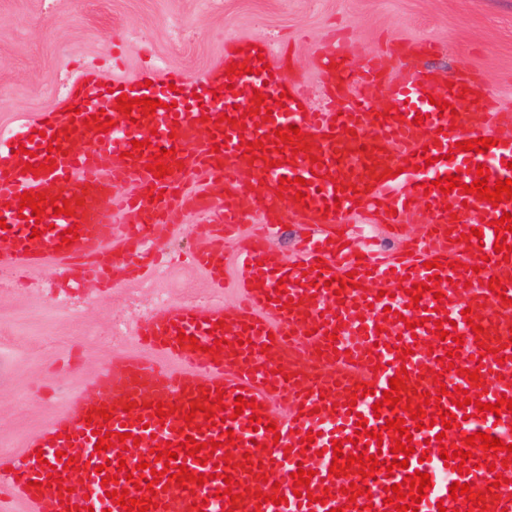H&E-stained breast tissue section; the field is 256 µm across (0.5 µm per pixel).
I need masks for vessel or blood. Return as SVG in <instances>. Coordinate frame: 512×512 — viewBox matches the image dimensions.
<instances>
[{"mask_svg":"<svg viewBox=\"0 0 512 512\" xmlns=\"http://www.w3.org/2000/svg\"><path fill=\"white\" fill-rule=\"evenodd\" d=\"M431 51L428 44L401 40L391 53L361 61L351 44L339 41L322 55L329 66L327 97L317 104L301 84L283 78L284 60L268 45L261 49L262 59H251V73L220 81L208 73L193 78L175 73L147 89L138 81L107 88L88 71L70 92L68 110L42 113L33 124L0 136V219L8 225L9 242L0 250L1 272L49 265L58 284L76 288L90 277L111 282L112 266L121 255L127 259V275L144 279L158 269L157 263L148 262V254L160 250L172 233L165 216L180 207L201 218L195 248L198 267L213 285L223 286L224 246L233 244L241 288L237 313L229 320L223 302L216 301L204 306L164 305L137 322L135 334L142 338L146 354L113 357L91 380L94 396L76 397L19 455L1 463L0 493L8 492L13 504L24 506L26 512H66L57 488L46 485L51 468L56 467L71 489V504H88L94 512H124L102 485L103 475H117V461L122 458L131 468L146 461L156 470L170 472L161 481L157 506L148 512H223L228 501L216 498L215 492L224 488L226 472L236 481L232 488L238 496L236 512H332L343 505L349 512H363L367 504L372 512H395L386 502L387 486L402 483L417 471L429 474L433 483L418 512H438L442 507L467 512L465 499H450L451 485L467 483L481 491L490 484L491 473L477 467L472 458L462 474L445 466L436 436L445 433V442L459 449L464 446L463 436L475 432L512 443V411L504 407L480 418L472 403L476 397L492 404L505 396L512 398V344L500 342L512 332V262H503L494 249L502 239L512 246V233L505 235L493 227L503 213L512 214V201L495 207L456 190L427 192L423 186L449 174L471 184L477 178L473 168L480 164L489 167L492 178L512 179V113L498 109L473 73L392 69L394 59ZM266 62L271 65L267 71L262 68ZM358 87L380 89V104L364 94L353 96ZM464 88L476 92L477 100L459 99ZM257 89L272 111L270 121L255 114L237 124ZM124 93L158 99L162 105L148 117L136 110L127 116L115 109ZM344 98L348 106L337 111V100ZM440 100L449 102L450 113L440 114L436 106ZM380 109L389 112L387 121L378 120ZM477 110L491 116L498 127L497 145L483 153L456 150L457 142L487 136L486 127L473 120ZM98 113L109 118V132L83 128V120ZM419 114L424 121L418 125L414 118ZM72 120L79 121L78 131L61 136V129ZM289 125L308 133L311 143L310 150L296 153L293 163L280 162L275 152L255 158L245 154L243 142L261 140ZM144 139L150 140V147L133 154L134 141ZM53 141L59 149L51 153L47 147ZM365 145L372 147V154L362 153ZM162 149L174 150L175 157L168 162L167 177L159 179L146 166L151 155ZM427 156L432 159L428 166L423 163ZM49 157L56 161L53 171L37 176L25 172L26 163L37 166ZM408 160L413 168H405ZM388 169L393 177H385ZM185 173L194 174L195 186L181 182ZM298 176L306 179V186L294 185ZM283 177L292 180L284 191L278 188ZM118 183L133 187L124 210L146 216V223H114L112 188ZM350 185L355 194L339 198V190ZM155 188L162 190V198L152 196ZM27 191L77 199L74 216L58 215L52 229L33 237L36 218L31 208L19 206ZM299 191L306 194L305 203L295 202ZM244 195L250 202L246 211L239 204ZM334 204L339 207L335 213L330 210ZM422 211L429 215V229L409 240V253L400 258H387L361 242L356 227L346 222L347 217L367 214L396 234ZM250 213L257 216L260 229L245 235L241 226ZM314 215L324 232L302 239L298 262H289L269 247L265 227L286 217L304 224ZM73 226L78 229L76 242L62 246L64 230ZM474 228L482 231V238L471 236ZM464 234L469 242H461ZM435 260L440 266L433 272L428 264ZM476 265L481 268L477 274L472 271ZM350 272L356 287L339 293L327 287L328 279H342ZM433 273L441 278L444 301H436L430 292L412 300L409 288L427 282ZM493 278L505 285V298L488 289ZM275 292L280 295L276 302L271 299ZM387 307L402 314V321L385 319ZM466 309L481 315L484 333L474 334L462 315ZM439 319L444 322L441 329L465 336L450 372L444 371L441 358L453 343L437 338ZM410 321L415 330L407 329ZM182 332L187 339L181 343L177 337ZM221 338L226 341L222 353H210V346ZM195 340L200 350H193ZM486 345L491 348L487 354L482 351ZM497 348L504 363L494 359ZM157 354L174 360L175 368L154 362ZM463 368L479 369L486 392L460 376ZM403 369L408 372L407 386L430 393L445 386L440 405L461 417V425L447 430L437 423L420 430L415 420H406L415 450L408 468L395 470L390 477L379 470L365 480L356 473L348 478L330 475L331 446L336 440L342 442L344 452L365 451L392 462L391 440H369L356 436L355 430L361 417L367 419L368 430L376 432L387 420L402 416V409L377 413L373 406L382 400L390 378ZM430 369L443 373V383L427 377ZM361 382L373 385V393L358 397L354 409H347L348 395ZM204 387L226 392L225 419L215 427H205L200 415L189 425L176 413L161 420L148 409L157 401L174 410L191 408ZM457 388L467 391L469 405L452 404L450 393ZM239 396L262 403L264 422L251 425L248 407L242 415H234L232 407ZM281 396L291 399V415L274 414L271 405ZM96 408L112 411L108 431L132 433L139 444L123 452L114 448L96 452L98 438L84 421L87 412ZM270 421L276 423V431H267ZM308 432L316 439L306 451L301 436ZM186 435L199 443L218 441L211 463L199 464L181 452L167 465L156 460L153 447L168 443L179 449ZM229 436L234 439L230 445L225 442ZM60 450L86 463L90 477L66 469L64 460L56 456ZM422 451L428 452V460L419 459ZM228 459L233 462L229 469L224 466ZM182 464L190 472L206 474L202 488L176 487L173 475ZM100 465L105 468L101 474L96 471ZM301 469L313 471L314 476L309 486L298 489L292 474ZM262 472L280 481V489L257 482ZM31 481L45 483L42 496L28 490ZM353 482L364 483L369 495L349 500L343 489ZM245 486L267 494L279 491L284 501L261 505L253 498L240 499ZM312 495L325 496V503H309Z\"/></svg>","mask_w":512,"mask_h":512,"instance_id":"vessel-or-blood-1","label":"vessel or blood"}]
</instances>
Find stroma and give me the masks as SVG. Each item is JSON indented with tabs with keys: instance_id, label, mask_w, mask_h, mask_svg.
<instances>
[{
	"instance_id": "obj_1",
	"label": "stroma",
	"mask_w": 512,
	"mask_h": 512,
	"mask_svg": "<svg viewBox=\"0 0 512 512\" xmlns=\"http://www.w3.org/2000/svg\"><path fill=\"white\" fill-rule=\"evenodd\" d=\"M340 27L368 56L393 39L431 41L429 65L476 71L512 109V0H0V132L60 107L83 68L107 84L136 81L147 65L159 79L196 75L223 62L232 42L290 46L282 75L302 79L317 102L320 55ZM169 219L176 259L147 280L119 271L106 289L85 282L68 304L45 268L0 288V457L89 391L113 356L140 351L134 334L112 339L117 320L135 325L159 294L170 304L216 295L191 257L198 216Z\"/></svg>"
}]
</instances>
